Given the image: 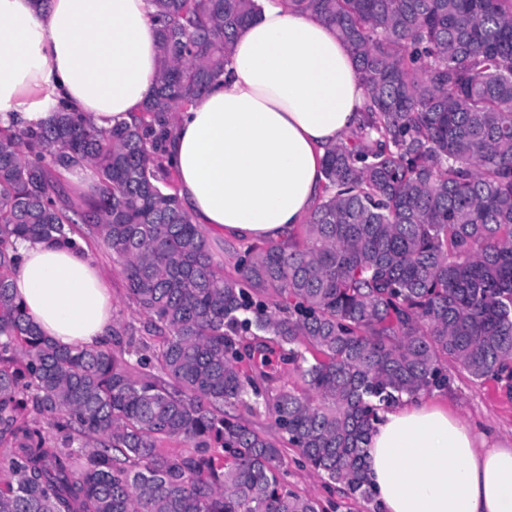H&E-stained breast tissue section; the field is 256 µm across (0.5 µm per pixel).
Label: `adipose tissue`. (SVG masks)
I'll return each mask as SVG.
<instances>
[{
	"instance_id": "1",
	"label": "adipose tissue",
	"mask_w": 512,
	"mask_h": 512,
	"mask_svg": "<svg viewBox=\"0 0 512 512\" xmlns=\"http://www.w3.org/2000/svg\"><path fill=\"white\" fill-rule=\"evenodd\" d=\"M223 75L172 113L166 158L193 223L233 239L284 240L324 192L323 157L361 119L366 93L333 26L259 0ZM159 69L147 0H0V126L58 105L103 128L139 121ZM14 296L58 345L94 347L112 297L78 250L16 244ZM382 512H512V448L414 398L386 413L367 448Z\"/></svg>"
}]
</instances>
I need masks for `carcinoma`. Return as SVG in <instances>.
<instances>
[{
	"label": "carcinoma",
	"mask_w": 512,
	"mask_h": 512,
	"mask_svg": "<svg viewBox=\"0 0 512 512\" xmlns=\"http://www.w3.org/2000/svg\"><path fill=\"white\" fill-rule=\"evenodd\" d=\"M281 2L335 27L367 102L305 223L249 247L233 276L162 152L170 113L223 75L258 0H148L160 70L138 124L62 106L0 127V512H324L288 488L283 447L369 500L381 411L447 387L450 363L512 390V0ZM83 166L98 182L79 212L59 176ZM79 223L158 352L115 329L110 346L61 347L14 297L13 240L77 248ZM274 355L302 391L278 385ZM237 405L278 437L224 411Z\"/></svg>",
	"instance_id": "obj_1"
}]
</instances>
